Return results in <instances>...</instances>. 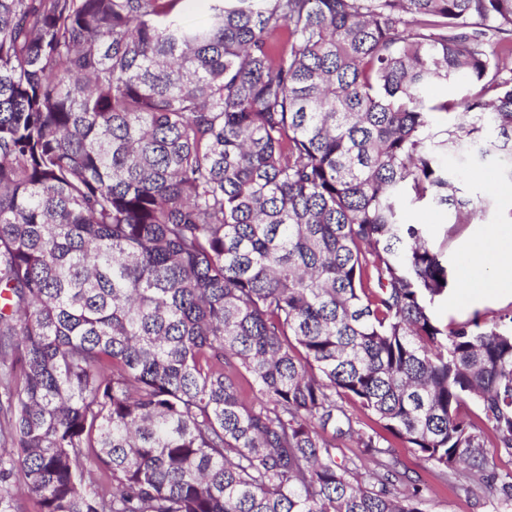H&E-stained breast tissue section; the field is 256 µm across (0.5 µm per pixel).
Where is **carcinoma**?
<instances>
[{"mask_svg":"<svg viewBox=\"0 0 512 512\" xmlns=\"http://www.w3.org/2000/svg\"><path fill=\"white\" fill-rule=\"evenodd\" d=\"M185 2L0 0V512H431L358 412L512 512V310L402 220L488 208L512 0ZM510 306H512V298L510 297L502 298L497 304L493 306H477L473 309L451 305L448 300L444 299L435 305L434 313L439 319L446 322L449 318H455L457 320L466 319L475 311H479L481 313L486 312L489 315H493L492 313H496ZM336 444L339 446V448L336 449V457L338 462L343 459H348L349 457L355 458V456H359V459H356V461L358 464L361 462L364 467L362 468L361 472L364 473L368 470L372 471L375 468L373 458L365 451V448H357L353 441L338 440L336 441Z\"/></svg>","mask_w":512,"mask_h":512,"instance_id":"1","label":"carcinoma"}]
</instances>
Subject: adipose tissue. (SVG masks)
Listing matches in <instances>:
<instances>
[{"label": "adipose tissue", "mask_w": 512, "mask_h": 512, "mask_svg": "<svg viewBox=\"0 0 512 512\" xmlns=\"http://www.w3.org/2000/svg\"><path fill=\"white\" fill-rule=\"evenodd\" d=\"M453 299L473 295L496 299L512 290V225L486 224L461 247Z\"/></svg>", "instance_id": "adipose-tissue-1"}]
</instances>
